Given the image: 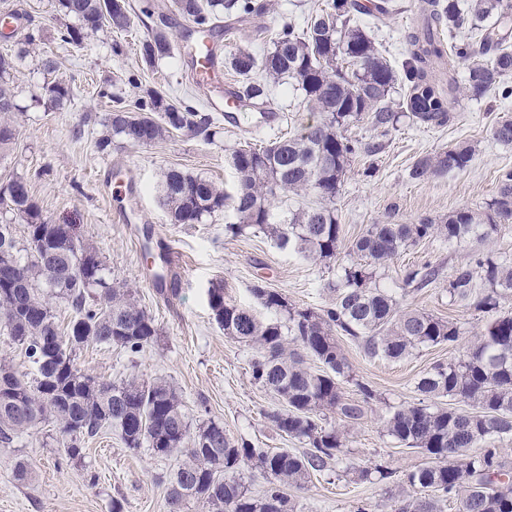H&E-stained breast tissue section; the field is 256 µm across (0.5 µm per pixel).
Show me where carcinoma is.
<instances>
[{
	"label": "carcinoma",
	"mask_w": 512,
	"mask_h": 512,
	"mask_svg": "<svg viewBox=\"0 0 512 512\" xmlns=\"http://www.w3.org/2000/svg\"><path fill=\"white\" fill-rule=\"evenodd\" d=\"M55 0L54 8L74 20L59 31L67 44H80L107 27L130 28L127 0ZM265 0H172L171 8L195 24L194 33L214 37L221 22H249L264 16ZM419 25L407 35L408 52L396 67L384 58L362 18L385 23L393 14L391 0H328L326 8L303 25L277 29L272 48L261 58L240 50L229 60L241 78L238 111L254 118L270 105L266 84L289 78L296 83L307 112L318 118L299 131L266 146L250 142L229 150L225 163L237 183L228 193L212 180L170 168L164 175V204L175 224H203L229 209L235 221L224 225L233 237L251 230L274 238L309 260L336 258L345 238L334 200L352 158L379 153L380 142H362L344 135L345 129L367 122L384 136L400 117L414 124L445 126L457 119L460 98L472 100L496 92L512 97V0H415L410 4ZM13 22L0 21V37L15 40L16 49L0 52V152L15 144L11 114L17 110L7 77L40 39L41 27L27 17L25 33L17 37ZM141 41L145 62L154 65L168 57L172 43L160 26L144 24ZM467 66L464 83L456 67ZM406 87L399 111L390 105L395 85ZM49 99L61 105L70 98L63 82L48 88ZM116 106L104 125L112 137L136 146L159 142L178 131L206 140L214 136V118L186 101H174L156 89L139 97L134 109ZM492 138L512 145V118L496 121ZM474 160L471 145L462 142L418 158L409 178L460 172ZM313 195L316 203L288 211L275 220L274 202L283 193ZM21 218L27 225L25 243L12 224L0 222V266L14 267L18 285L0 282V332L25 349L36 367L33 379L0 364V377L9 388L0 392V442L37 429L56 428L53 441L65 458L78 457L86 441L110 428L126 448H148L158 457H172L167 512H189L192 504L205 512H295L286 487H304L316 474L333 471L348 454L349 436L329 422L336 417L345 428L362 423L373 412L377 396L354 378L338 336L357 342L369 357L401 360L420 347L458 341L460 326L419 309L404 307L393 292L380 287L377 275L401 250L432 237L449 242L481 244L512 223V169L498 175L494 198L482 211L462 207L436 221L417 224H370L350 243L356 259L342 265L332 292L335 298L321 309L300 308L281 291L263 284L254 296L276 318L264 322L255 313L224 295L220 283L208 289L214 318L231 341L255 350L250 368L253 380L274 394L282 407L266 413L282 434L301 440L306 450L264 452L225 433L215 420L191 428L180 396L162 376L145 381L131 376L116 385L81 370L77 350L90 344L119 346L138 353L159 335L154 319L139 305L134 292L112 283V271L99 254L77 234L46 221L20 178L0 186V214ZM433 266L408 267L401 277V295L428 287L439 278ZM450 299L483 314V330L462 357L437 363L417 382L427 398H448L450 404L419 400L381 417L386 434L397 443L419 450L428 462L405 474L409 487L430 488L431 498L404 499L400 512H442L446 498L457 512H512V465L496 449L478 455L469 449L482 442L512 436V312L501 301L512 296V261L476 251L448 274ZM67 306L72 317L61 327L54 305ZM317 363L312 369L305 358ZM353 382L362 400L346 397L344 383ZM267 475L261 494H253L243 472ZM32 464L25 455L12 463L14 479L24 483ZM345 473L355 481L381 482L392 476L383 464H350Z\"/></svg>",
	"instance_id": "obj_1"
}]
</instances>
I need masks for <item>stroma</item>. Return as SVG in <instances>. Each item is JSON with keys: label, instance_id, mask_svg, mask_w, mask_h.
I'll use <instances>...</instances> for the list:
<instances>
[{"label": "stroma", "instance_id": "stroma-1", "mask_svg": "<svg viewBox=\"0 0 512 512\" xmlns=\"http://www.w3.org/2000/svg\"><path fill=\"white\" fill-rule=\"evenodd\" d=\"M270 2L272 8L263 19L220 32L223 58L240 48L262 56L271 47L272 31L289 22L303 24L326 0ZM399 2L401 11L388 23L369 29L380 52L395 62L407 53L405 32L418 23L411 0ZM4 9L32 15L42 28V40L8 78L24 111L16 116L19 135L13 150L0 156V184L26 179L45 220L80 225L84 241L111 268L114 282L133 289L159 329L155 343L137 354L106 345L84 347L77 356L78 366L115 383L133 374L149 379L164 376L179 392L192 422L222 421L228 435L264 451H303V443L277 432L267 419V412L279 402L253 382L249 370L253 351L225 337L209 307L207 290L223 284L228 297L264 318L267 310L251 293L264 277L291 304L319 309L333 298L329 285L338 265L347 261L346 252L324 264L278 248L263 235L232 237L225 234L220 213L203 224H174L161 196L163 176L174 167L220 185L232 184L233 174L224 163L226 149L245 140L265 145L297 130L308 118L299 92L288 83L270 85L271 107L280 116L275 126H234L220 117L216 134L208 141L176 132L150 146L115 142L102 150L97 141L104 131L102 121L113 107L112 97L130 104L143 89L155 87L204 105L209 91L194 84L187 59L178 49L157 64L146 65L140 51L142 27L129 33L105 28L76 46L59 40V30L71 19L55 10L53 0H0V11ZM54 81L71 88L69 101L59 107L43 100L47 84ZM102 89L108 90V97H99ZM35 96L41 97L40 106H32ZM502 117H512V99L504 102L491 93L480 100L464 99L458 119L447 126L400 120L385 136L380 153L353 159L336 196L346 240L374 223L414 224L425 217L445 218L462 207L484 208L496 191L499 170L512 169V146L494 142L488 132ZM460 142L475 151L467 170L421 182L408 179V169L419 157ZM108 172L133 181L138 229L149 231L158 241L172 242L178 252L184 271L170 298L157 295L140 274L145 251L103 184ZM471 252V244L430 238L400 252L383 269L380 284L393 290L405 268L440 267L443 275L436 283L409 293L403 303L457 322L460 338L449 346L417 350L399 361L368 357L353 341L342 339L354 373L379 396L374 414L351 432L349 460L386 464L393 476L375 484L314 476L304 487L288 488L296 512H351L359 504L367 505L369 512L398 508L403 475L425 458L386 436L380 417L390 408L416 402L417 380L436 363L459 358L481 332L482 316L450 302L446 290L447 271L467 261ZM19 454L29 456L35 470L33 480L24 485L13 480L10 469ZM169 469V460L145 448L130 451L109 430L86 442L81 458L75 460L64 457L48 430L25 433L12 443H0V512H112L116 500L123 512H166Z\"/></svg>", "mask_w": 512, "mask_h": 512}]
</instances>
